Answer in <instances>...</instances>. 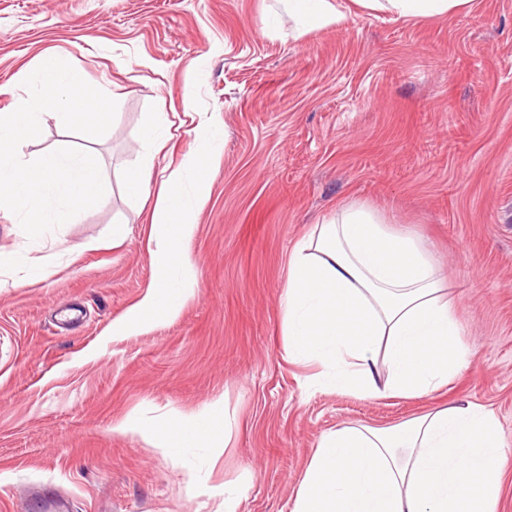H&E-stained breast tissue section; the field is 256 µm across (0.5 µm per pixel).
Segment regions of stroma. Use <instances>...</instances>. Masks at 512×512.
<instances>
[{"label": "stroma", "mask_w": 512, "mask_h": 512, "mask_svg": "<svg viewBox=\"0 0 512 512\" xmlns=\"http://www.w3.org/2000/svg\"><path fill=\"white\" fill-rule=\"evenodd\" d=\"M280 0H0V85L65 58L116 100L102 137L47 118L29 156L86 150L111 190L80 221L32 240L0 212V512L31 486L73 512H291L320 437L341 424L389 427L457 403L493 411L512 448V0H472L427 20L357 13L307 39L264 30ZM170 113L179 152L220 115V162L204 158L207 201L186 251L196 294L180 315L116 336L162 273L152 209L128 190L153 113ZM352 200L420 238L448 281L471 355L444 390L362 400L310 383L289 361L279 298L288 258ZM127 239L112 243V227ZM44 268L21 281L18 261ZM224 400L227 446L181 458L160 426Z\"/></svg>", "instance_id": "1"}]
</instances>
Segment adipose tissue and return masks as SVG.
Returning <instances> with one entry per match:
<instances>
[{
    "label": "adipose tissue",
    "instance_id": "obj_1",
    "mask_svg": "<svg viewBox=\"0 0 512 512\" xmlns=\"http://www.w3.org/2000/svg\"><path fill=\"white\" fill-rule=\"evenodd\" d=\"M300 40L345 18L352 8L428 19L469 0H283ZM219 119L200 125L196 147L168 165L174 134L167 113H155L139 141V166L128 187L154 197L149 251L164 273L127 315L116 336L141 333L145 316L164 308L177 316L193 296L183 250L193 217L205 203L196 157L223 154ZM290 359L319 364L314 385L359 399H413L447 387L469 362L464 330L443 288L437 261L410 233L388 224L372 206L350 202L335 219L298 241L281 296ZM385 364L379 375L377 364ZM225 401L180 415L165 450L184 453L216 440L212 414ZM504 443L495 415L479 404L455 405L389 428L344 425L325 433L295 494L292 512H498Z\"/></svg>",
    "mask_w": 512,
    "mask_h": 512
}]
</instances>
